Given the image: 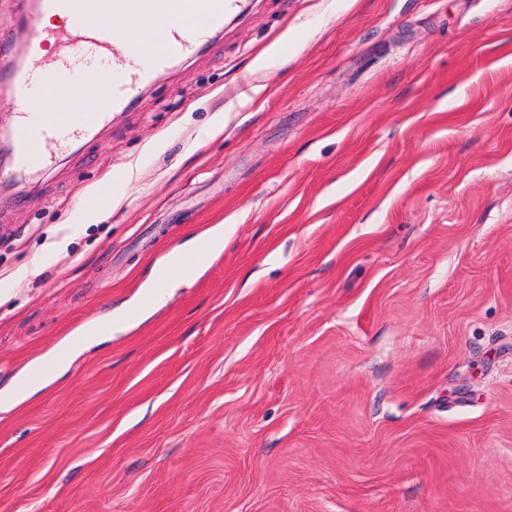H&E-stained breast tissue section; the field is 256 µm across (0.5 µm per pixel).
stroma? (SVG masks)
<instances>
[{
    "label": "stroma",
    "instance_id": "stroma-1",
    "mask_svg": "<svg viewBox=\"0 0 512 512\" xmlns=\"http://www.w3.org/2000/svg\"><path fill=\"white\" fill-rule=\"evenodd\" d=\"M0 230V394L121 327L0 411V512H512V0H262ZM197 266V257L184 254L177 249H171L164 259L162 277L169 280L183 279L192 275Z\"/></svg>",
    "mask_w": 512,
    "mask_h": 512
}]
</instances>
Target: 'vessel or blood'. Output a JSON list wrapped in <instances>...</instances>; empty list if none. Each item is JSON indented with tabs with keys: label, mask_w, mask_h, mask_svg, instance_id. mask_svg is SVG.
Segmentation results:
<instances>
[{
	"label": "vessel or blood",
	"mask_w": 512,
	"mask_h": 512,
	"mask_svg": "<svg viewBox=\"0 0 512 512\" xmlns=\"http://www.w3.org/2000/svg\"><path fill=\"white\" fill-rule=\"evenodd\" d=\"M255 0H36L28 20L32 47L62 45L59 64L49 74L32 63L9 71L6 89L14 121L7 132L8 149L0 164V182L20 187L23 179L43 175L54 151L77 146L96 136L115 113L129 109L139 93L211 39L228 29ZM69 16L83 40L64 42L62 31L43 28L45 17ZM153 23L157 38L144 39V23ZM81 78L87 91L105 99L106 109L73 118L47 107L51 93ZM197 257L169 250L162 276L177 280L192 275Z\"/></svg>",
	"instance_id": "obj_1"
}]
</instances>
